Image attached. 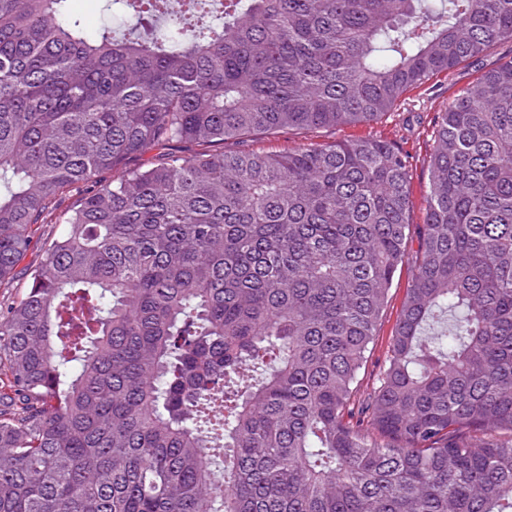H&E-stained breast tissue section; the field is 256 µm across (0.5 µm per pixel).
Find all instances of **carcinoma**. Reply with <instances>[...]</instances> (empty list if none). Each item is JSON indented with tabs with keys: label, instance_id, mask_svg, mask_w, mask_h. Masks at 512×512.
Segmentation results:
<instances>
[{
	"label": "carcinoma",
	"instance_id": "cac0c4a2",
	"mask_svg": "<svg viewBox=\"0 0 512 512\" xmlns=\"http://www.w3.org/2000/svg\"><path fill=\"white\" fill-rule=\"evenodd\" d=\"M66 2L0 0V284L67 225L0 309V512H512V60L438 115L362 395L408 156L224 149L377 120L512 0ZM67 7L70 13L82 20L90 33L96 31L103 22L98 0H69ZM64 224H48L37 234L28 251L16 267L14 279L0 287V302L7 304L18 298L29 281V273L35 269L42 259V247L45 238L58 236L64 230ZM417 249V242L409 241L407 252L408 260L396 272L393 284L389 292V301L377 329L376 341L371 351L370 357L364 369L359 375L360 383L365 386L371 383L373 375L378 371L379 367L384 364L387 356L389 337L395 326L397 314L403 301L406 288L411 278L412 255Z\"/></svg>",
	"mask_w": 512,
	"mask_h": 512
}]
</instances>
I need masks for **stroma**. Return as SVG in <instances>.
<instances>
[{"label":"stroma","instance_id":"stroma-1","mask_svg":"<svg viewBox=\"0 0 512 512\" xmlns=\"http://www.w3.org/2000/svg\"><path fill=\"white\" fill-rule=\"evenodd\" d=\"M512 59V41L494 46L479 60L459 65L448 73L439 75L423 88L410 92L406 100L376 123L350 125L336 129H318L308 132L283 131L252 139L249 149L258 152H279L308 145L333 141L381 138L406 152L410 157V178L413 205L411 224L423 223L425 217V190L429 182L430 157L433 150L434 124L439 112L462 89L472 84L491 66ZM64 227L50 224L37 234L28 251L19 262L14 279L0 286V302L9 303L18 298L29 281V273L42 259V247L46 238L59 235ZM411 263H404L396 272L389 292L386 311L378 325L376 341L370 357L359 378L361 384L371 383L374 374L383 365L389 338L395 326L397 314L411 278Z\"/></svg>","mask_w":512,"mask_h":512}]
</instances>
